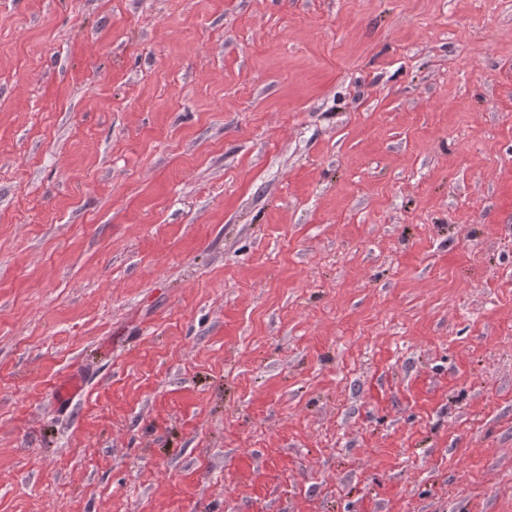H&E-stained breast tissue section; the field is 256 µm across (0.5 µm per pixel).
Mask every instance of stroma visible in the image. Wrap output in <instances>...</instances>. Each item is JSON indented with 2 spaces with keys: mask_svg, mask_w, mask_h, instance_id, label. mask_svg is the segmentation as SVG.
<instances>
[{
  "mask_svg": "<svg viewBox=\"0 0 512 512\" xmlns=\"http://www.w3.org/2000/svg\"><path fill=\"white\" fill-rule=\"evenodd\" d=\"M0 512H512V0H0Z\"/></svg>",
  "mask_w": 512,
  "mask_h": 512,
  "instance_id": "stroma-1",
  "label": "stroma"
}]
</instances>
